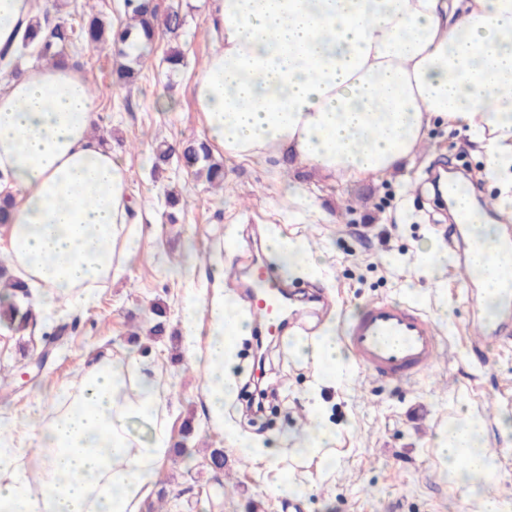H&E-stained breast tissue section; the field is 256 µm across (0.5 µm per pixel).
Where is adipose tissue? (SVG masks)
Here are the masks:
<instances>
[{"label": "adipose tissue", "mask_w": 512, "mask_h": 512, "mask_svg": "<svg viewBox=\"0 0 512 512\" xmlns=\"http://www.w3.org/2000/svg\"><path fill=\"white\" fill-rule=\"evenodd\" d=\"M216 51L197 70L195 106L207 140L236 160L290 157L357 182L410 166L432 128L463 132L512 209V0H210ZM95 98L71 65L26 67L0 78V195L11 202L5 251L23 287L49 301L84 303L138 237L127 166L92 133ZM494 238L482 236L472 267L496 296L512 280ZM211 335L201 363L215 428L236 381L226 374L248 320L222 295L188 297ZM319 378L342 382L351 362L333 331L300 347ZM130 367L103 356L33 427L41 451L25 456L0 435V512H139L150 477L172 444L158 422L163 394L151 375L124 393ZM152 426L148 437L133 421ZM481 420L443 428L437 454L454 484L474 494L494 477L495 454L477 449ZM37 481H30V474Z\"/></svg>", "instance_id": "obj_1"}]
</instances>
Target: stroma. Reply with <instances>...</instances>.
Returning <instances> with one entry per match:
<instances>
[{"label": "stroma", "mask_w": 512, "mask_h": 512, "mask_svg": "<svg viewBox=\"0 0 512 512\" xmlns=\"http://www.w3.org/2000/svg\"><path fill=\"white\" fill-rule=\"evenodd\" d=\"M161 8H179L185 25L177 40L160 36L139 79L126 88L114 81L110 54L83 44L67 47L66 58L95 87L93 133L110 141L128 167L129 197L142 223L140 247L116 275L101 283L93 302L72 309L56 300L53 325L76 322L55 343L44 329L17 332L0 326V431L13 435L26 455L37 452L30 426L57 403L64 387L107 354L117 362L157 373L168 388L165 427L172 443L187 444L189 460L167 456L157 466L141 512H468L436 459L438 430L456 411L480 416L482 442L500 457L495 481L483 486L488 496L512 503V432L502 419L512 416V343H490L482 356L471 351L476 334L471 295L456 255L436 277L421 274L420 252H447L451 217L433 201L430 187L441 170L469 166L481 181L484 197L499 188L483 176L485 157L467 138L437 127L427 153L413 167L378 180L342 183L314 169L275 167L258 160L224 162L225 187L209 189L180 162L162 173L152 171V149L159 142L179 145L205 135L195 108L194 77L217 43L206 27L207 0H157ZM109 19L124 17L123 0H37L38 14L78 22L81 6ZM184 52V63L169 71L164 56L171 43ZM173 106L163 109L161 98ZM307 190L322 217L289 220V192ZM179 190L169 207L167 189ZM177 223H169V214ZM272 233L306 244L322 264L318 277L290 275L301 289L322 292L327 304L307 316L301 327L277 341H266V381L273 389L271 407L261 423L245 416L254 336L239 337L229 370L238 383L224 404V427L211 424L202 376L192 367L183 336L187 295L206 298L222 289L242 313L250 305L240 294L239 275ZM385 299L416 306L428 316L447 309L438 322L441 355L428 371L393 384L355 369L346 387L321 388L335 438L330 453L340 464L328 472L319 458L297 455L298 437L308 433L307 394L315 379L312 367L291 351L296 337L318 336L326 326L340 328L366 303ZM167 312L164 335H143L154 322V306ZM43 366H35V359ZM195 433L184 438L185 421ZM249 438L278 461L270 469L241 454L231 434ZM223 449L226 465L213 471L211 449ZM293 470L309 485L302 496L274 494L281 472Z\"/></svg>", "instance_id": "1"}]
</instances>
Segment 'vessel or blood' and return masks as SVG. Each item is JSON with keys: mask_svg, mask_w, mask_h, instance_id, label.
<instances>
[{"mask_svg": "<svg viewBox=\"0 0 512 512\" xmlns=\"http://www.w3.org/2000/svg\"><path fill=\"white\" fill-rule=\"evenodd\" d=\"M252 280L251 310L262 333L281 336L288 309L285 285L265 265L254 268ZM343 341L361 368L389 382L430 369L440 350L434 320L413 306L385 300L367 304L349 320Z\"/></svg>", "mask_w": 512, "mask_h": 512, "instance_id": "vessel-or-blood-1", "label": "vessel or blood"}]
</instances>
